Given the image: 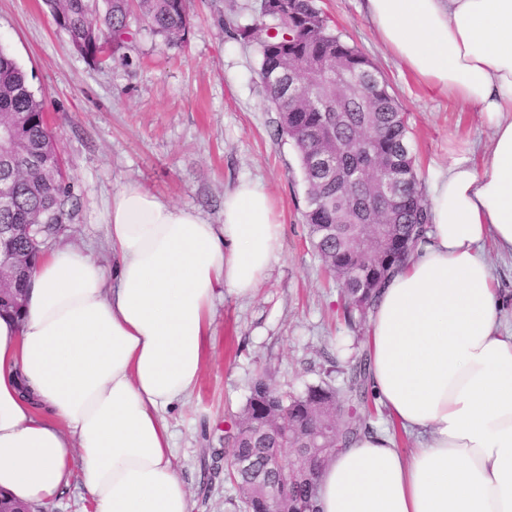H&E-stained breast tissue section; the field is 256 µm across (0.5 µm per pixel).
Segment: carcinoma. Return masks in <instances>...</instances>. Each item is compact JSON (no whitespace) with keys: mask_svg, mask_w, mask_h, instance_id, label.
Here are the masks:
<instances>
[{"mask_svg":"<svg viewBox=\"0 0 512 512\" xmlns=\"http://www.w3.org/2000/svg\"><path fill=\"white\" fill-rule=\"evenodd\" d=\"M57 27L73 50L94 66L119 61L130 65L123 52L132 42L128 19L137 12L153 34L169 46L184 42L191 25L192 0H44ZM219 22L235 39L253 45L260 56L259 78L277 131L293 143L306 186L305 223L322 267L346 297L344 318L353 322L375 301L393 267L405 262L430 227L428 205L419 188L417 165L408 145L406 113L390 92L384 74L330 24L316 0H254L251 21L236 16ZM339 65L349 76L372 81L367 97L357 82L336 89L324 70ZM309 87L318 100L338 101L339 112L300 96H290L281 82ZM0 126L9 137L0 150L31 159L28 168H0V180L11 187V204L0 207L1 224H42L32 235H20L16 251L22 258V278L42 252L43 239L61 224L70 198V185L48 128L45 102L31 88L25 72L0 48ZM336 157L345 182L312 164V156ZM365 161L393 167L400 176L403 204L384 202L370 179ZM386 225L384 247L362 246L352 225ZM367 360L350 369L346 387L309 385L300 393L280 391L260 375L253 381L243 409L231 419L224 441L236 452L253 458L250 469H231L224 482L233 491L226 501L237 512H273L274 502L252 493L260 484L281 491L287 512H317L315 494L293 462L282 461L283 448H308L319 407H336V446L347 445L367 428L359 409L368 406Z\"/></svg>","mask_w":512,"mask_h":512,"instance_id":"obj_1","label":"carcinoma"}]
</instances>
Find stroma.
Segmentation results:
<instances>
[{
    "mask_svg": "<svg viewBox=\"0 0 512 512\" xmlns=\"http://www.w3.org/2000/svg\"><path fill=\"white\" fill-rule=\"evenodd\" d=\"M252 0H193L182 46H166L139 16L129 18L136 61L104 66L76 54L42 0H0V48L14 57L42 97L71 199L61 229L43 251L70 245L111 265L106 212L128 185L164 202L224 220V194L259 182L283 226L280 259L252 298L225 295L213 308V336L199 384L166 417L175 465L193 512H234L224 484V430L265 374L283 390L322 381L344 387L367 354L368 322L343 319L344 299L308 238L306 187L295 148L276 131L258 78L259 56L230 39L219 13L250 21ZM332 25L387 78L407 114L409 146L422 186L448 165L450 150L485 149L477 113L424 92L400 71L363 11V0H319Z\"/></svg>",
    "mask_w": 512,
    "mask_h": 512,
    "instance_id": "obj_1",
    "label": "stroma"
}]
</instances>
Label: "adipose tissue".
<instances>
[{"label":"adipose tissue","mask_w":512,"mask_h":512,"mask_svg":"<svg viewBox=\"0 0 512 512\" xmlns=\"http://www.w3.org/2000/svg\"><path fill=\"white\" fill-rule=\"evenodd\" d=\"M365 9L400 67L491 139L449 155L424 241L379 290L367 349L386 425L328 457L317 507L512 512V321L485 252L512 258V0ZM106 225L111 265L42 254L21 319L0 316V491L46 505L76 476L95 512H192L164 414L199 383L216 297L256 292L282 226L251 180L225 193L220 224L128 186Z\"/></svg>","instance_id":"1"}]
</instances>
